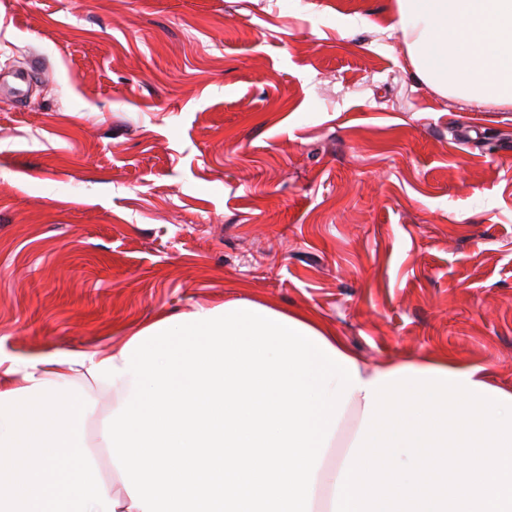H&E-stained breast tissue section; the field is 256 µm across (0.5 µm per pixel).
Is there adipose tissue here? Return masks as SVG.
<instances>
[{
    "label": "adipose tissue",
    "mask_w": 512,
    "mask_h": 512,
    "mask_svg": "<svg viewBox=\"0 0 512 512\" xmlns=\"http://www.w3.org/2000/svg\"><path fill=\"white\" fill-rule=\"evenodd\" d=\"M394 11L407 43L416 78L441 95L470 101L512 105V0H395ZM289 319L304 324L345 358L354 359L342 337L317 313L292 311ZM111 358L123 367L120 347L110 353L69 351L27 363H11L0 371V465H7L11 450L24 430L19 413L37 404L64 417L68 424L64 453L32 460L22 479L0 480V512H142L128 495L114 494L120 474L101 478L97 459L79 432L91 409L87 398L71 400L67 374H85L90 366ZM362 382L392 372L389 364L371 365L354 359ZM404 366L416 370L442 369L468 374L471 381L491 384L485 365L452 352H425L410 356ZM364 391L352 394L322 464L316 472L314 495L332 497L342 463L362 424Z\"/></svg>",
    "instance_id": "adipose-tissue-1"
}]
</instances>
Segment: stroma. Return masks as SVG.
I'll use <instances>...</instances> for the list:
<instances>
[{
    "label": "stroma",
    "instance_id": "1",
    "mask_svg": "<svg viewBox=\"0 0 512 512\" xmlns=\"http://www.w3.org/2000/svg\"><path fill=\"white\" fill-rule=\"evenodd\" d=\"M394 0H0V357L311 310L512 386V107L416 80Z\"/></svg>",
    "mask_w": 512,
    "mask_h": 512
}]
</instances>
